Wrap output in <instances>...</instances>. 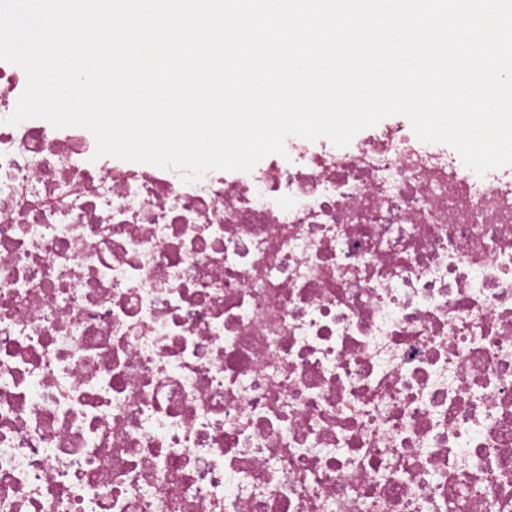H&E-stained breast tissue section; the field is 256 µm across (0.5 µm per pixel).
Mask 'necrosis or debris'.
Listing matches in <instances>:
<instances>
[{
    "mask_svg": "<svg viewBox=\"0 0 512 512\" xmlns=\"http://www.w3.org/2000/svg\"><path fill=\"white\" fill-rule=\"evenodd\" d=\"M0 512H512V166L384 121L251 172L7 119Z\"/></svg>",
    "mask_w": 512,
    "mask_h": 512,
    "instance_id": "1",
    "label": "necrosis or debris"
}]
</instances>
